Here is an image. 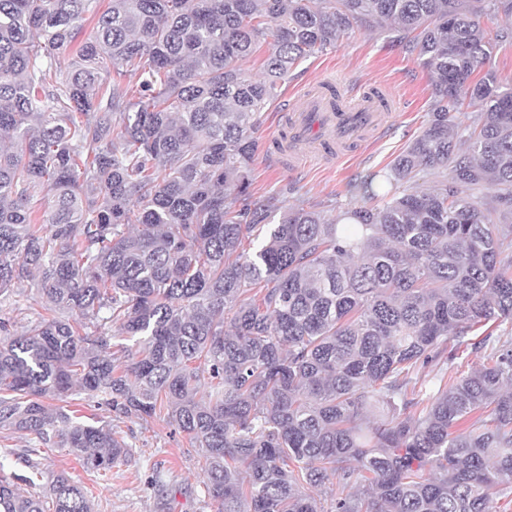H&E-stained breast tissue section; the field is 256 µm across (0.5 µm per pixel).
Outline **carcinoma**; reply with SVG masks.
I'll use <instances>...</instances> for the list:
<instances>
[{
  "mask_svg": "<svg viewBox=\"0 0 512 512\" xmlns=\"http://www.w3.org/2000/svg\"><path fill=\"white\" fill-rule=\"evenodd\" d=\"M504 5L0 0V299L27 282L55 312L20 335L0 319V430L109 471L130 445L70 407L163 420L203 458L218 512H497L512 495V84L481 69ZM356 27L414 34L434 96L382 203L331 218L253 198L260 112ZM263 43L256 79L243 63ZM468 101L477 118L454 121ZM421 173L433 188L411 186ZM484 186L489 202L465 193ZM469 349L487 363L460 369ZM27 468L0 478V512H92L64 473L22 494L42 476ZM327 484L341 493L319 506L307 490Z\"/></svg>",
  "mask_w": 512,
  "mask_h": 512,
  "instance_id": "obj_1",
  "label": "carcinoma"
}]
</instances>
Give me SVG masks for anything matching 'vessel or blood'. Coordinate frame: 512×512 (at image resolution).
I'll return each instance as SVG.
<instances>
[{
  "mask_svg": "<svg viewBox=\"0 0 512 512\" xmlns=\"http://www.w3.org/2000/svg\"><path fill=\"white\" fill-rule=\"evenodd\" d=\"M311 96L315 111H304L300 103H292L289 111L281 114V128L271 141L272 148L288 152L290 159L310 153L339 157L383 134L380 110L387 99L379 88L365 91L361 102L350 107L341 106L330 84L320 85Z\"/></svg>",
  "mask_w": 512,
  "mask_h": 512,
  "instance_id": "vessel-or-blood-1",
  "label": "vessel or blood"
}]
</instances>
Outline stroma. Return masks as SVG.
<instances>
[{"label":"stroma","mask_w":512,"mask_h":512,"mask_svg":"<svg viewBox=\"0 0 512 512\" xmlns=\"http://www.w3.org/2000/svg\"><path fill=\"white\" fill-rule=\"evenodd\" d=\"M325 80L336 81L341 91L368 82L386 90L394 101L387 117L385 139L364 144L346 159L308 162L304 167L268 163L257 151L250 180L255 196L288 200L335 215L339 207L364 203L361 184L375 172L388 171L396 156L426 126L433 104L432 89L417 57L387 34L355 28L336 46L314 54L295 66L260 117L256 133L265 142L272 132L274 115L286 111L292 95L304 94ZM83 415L111 424L132 447L129 464L107 473L86 469L65 448L42 449L37 460L43 480L28 487V494L47 496L53 478L61 473L81 484L93 512H217V505L204 492L205 475L199 456L185 434L173 432L159 421L140 426L112 419L108 411L83 406ZM163 483L151 485L153 472Z\"/></svg>","instance_id":"obj_1"}]
</instances>
